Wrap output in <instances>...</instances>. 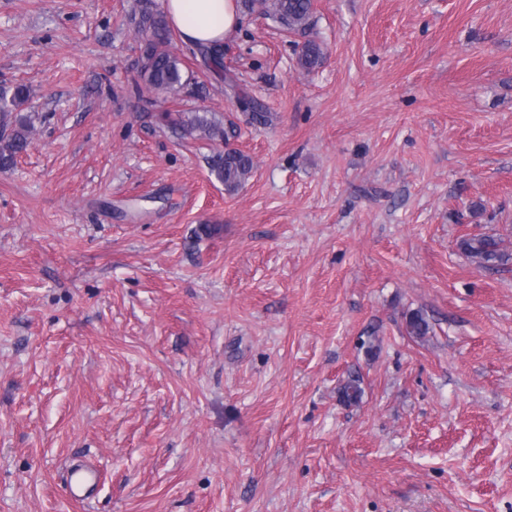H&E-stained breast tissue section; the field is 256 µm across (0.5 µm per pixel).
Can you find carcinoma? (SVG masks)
<instances>
[{
    "label": "carcinoma",
    "instance_id": "cac0c4a2",
    "mask_svg": "<svg viewBox=\"0 0 512 512\" xmlns=\"http://www.w3.org/2000/svg\"><path fill=\"white\" fill-rule=\"evenodd\" d=\"M242 6L250 13L260 12L277 21L290 31L305 30L311 25L312 0H242ZM135 30L141 38V63L139 77L148 87L159 94H172L183 88L182 59L171 47L172 35L164 14L160 11L143 10L135 21ZM208 66L217 72L224 71L223 49L214 46L201 51ZM320 44L307 42L299 55L305 68H313L322 60ZM30 92L26 85L0 86V170L14 166L17 158L33 144L35 132L32 117L21 115L17 110L28 103ZM251 109L248 120L253 125H266L272 114L265 105L254 98L241 97ZM191 129L210 142H222L227 136L222 124L209 117L207 112H197L189 120ZM252 158L240 151H217L210 157L209 171L224 185V191L233 194L249 179L253 171ZM460 248L483 267H491L508 259L502 249V240L478 234L464 238ZM407 333L416 338L428 335L431 326L421 311L406 315ZM362 395L361 380L349 378L341 387V398L346 403L357 402Z\"/></svg>",
    "mask_w": 512,
    "mask_h": 512
}]
</instances>
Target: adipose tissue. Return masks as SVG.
Masks as SVG:
<instances>
[{
	"label": "adipose tissue",
	"instance_id": "adipose-tissue-1",
	"mask_svg": "<svg viewBox=\"0 0 512 512\" xmlns=\"http://www.w3.org/2000/svg\"><path fill=\"white\" fill-rule=\"evenodd\" d=\"M163 8L180 39L193 47L221 43L239 23L236 0H163Z\"/></svg>",
	"mask_w": 512,
	"mask_h": 512
}]
</instances>
